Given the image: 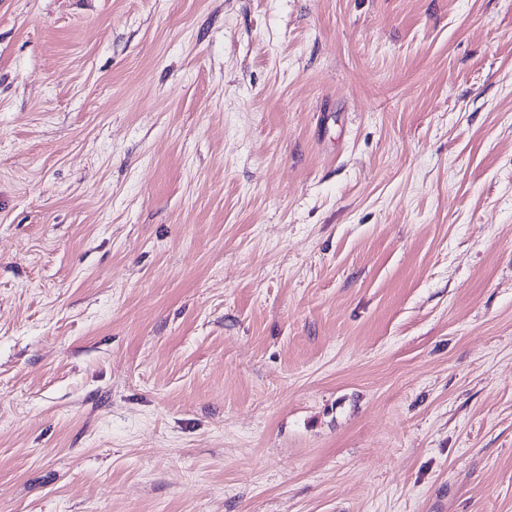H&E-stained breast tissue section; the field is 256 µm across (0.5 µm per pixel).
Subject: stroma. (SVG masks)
Returning <instances> with one entry per match:
<instances>
[{"mask_svg": "<svg viewBox=\"0 0 512 512\" xmlns=\"http://www.w3.org/2000/svg\"><path fill=\"white\" fill-rule=\"evenodd\" d=\"M0 512H512V0H0Z\"/></svg>", "mask_w": 512, "mask_h": 512, "instance_id": "1", "label": "stroma"}]
</instances>
